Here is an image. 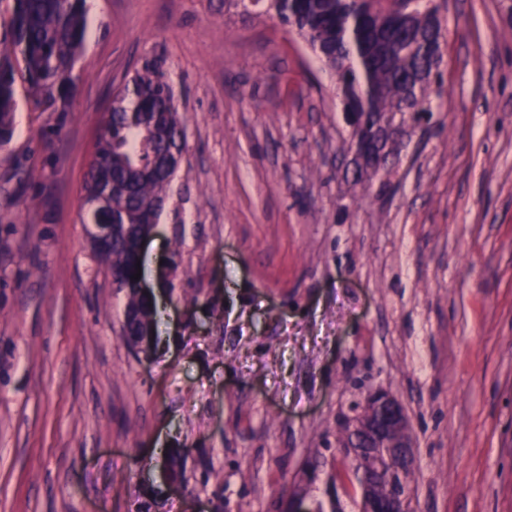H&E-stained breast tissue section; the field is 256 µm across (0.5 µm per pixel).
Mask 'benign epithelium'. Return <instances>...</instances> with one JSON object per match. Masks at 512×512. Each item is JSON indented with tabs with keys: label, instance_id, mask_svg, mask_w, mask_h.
I'll use <instances>...</instances> for the list:
<instances>
[{
	"label": "benign epithelium",
	"instance_id": "7a95c632",
	"mask_svg": "<svg viewBox=\"0 0 512 512\" xmlns=\"http://www.w3.org/2000/svg\"><path fill=\"white\" fill-rule=\"evenodd\" d=\"M87 230L93 245L104 251L112 242V225L88 220ZM360 402L370 407L367 415L346 419L337 436L353 460L383 455L384 463L374 472L373 483L384 486L383 496L369 497L365 512H407V493L394 487L395 476L415 469L412 432L399 400L383 389L368 391Z\"/></svg>",
	"mask_w": 512,
	"mask_h": 512
}]
</instances>
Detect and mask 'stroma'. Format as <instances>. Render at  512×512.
<instances>
[{
	"label": "stroma",
	"mask_w": 512,
	"mask_h": 512,
	"mask_svg": "<svg viewBox=\"0 0 512 512\" xmlns=\"http://www.w3.org/2000/svg\"><path fill=\"white\" fill-rule=\"evenodd\" d=\"M434 3L443 84L381 194L355 184L336 76L295 32L224 0H86L65 111L20 105L0 148V512H279L307 460L328 500L369 388L410 421L409 512H512V28L502 0ZM147 57L186 147L142 249V355L79 213ZM168 463L172 476L176 478L171 477L168 469L161 473V478L169 487L174 490L181 491L183 485L179 479H184V466L181 456L177 450H171L168 452Z\"/></svg>",
	"instance_id": "obj_1"
}]
</instances>
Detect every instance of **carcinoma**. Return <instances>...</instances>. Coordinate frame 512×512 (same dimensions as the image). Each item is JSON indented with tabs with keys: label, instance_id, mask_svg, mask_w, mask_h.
Here are the masks:
<instances>
[{
	"label": "carcinoma",
	"instance_id": "cac0c4a2",
	"mask_svg": "<svg viewBox=\"0 0 512 512\" xmlns=\"http://www.w3.org/2000/svg\"><path fill=\"white\" fill-rule=\"evenodd\" d=\"M0 25V147L13 133L18 95L39 112H56L72 86L87 30L83 0H12ZM224 13L264 14L320 46L338 77L351 138L365 148L353 160L356 182L391 187L389 158L399 153L407 121L431 117L440 84L445 30L433 0H224ZM185 147L175 95L161 67L147 62L118 91L100 128L85 185L86 198L105 193L98 219L114 228L112 247L98 255L112 274L125 273V340L151 348L156 309L133 288L134 231L160 218L154 209L172 180L165 153Z\"/></svg>",
	"mask_w": 512,
	"mask_h": 512
}]
</instances>
